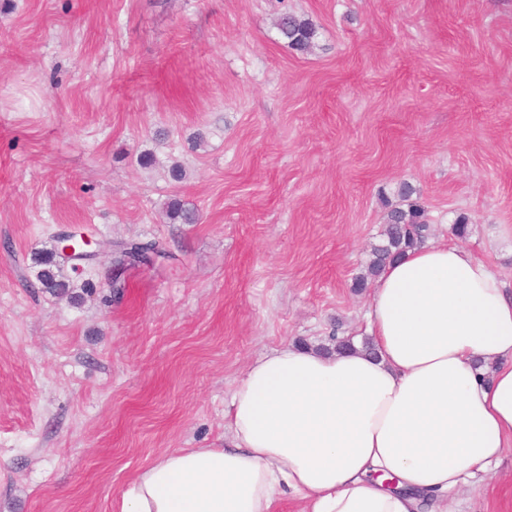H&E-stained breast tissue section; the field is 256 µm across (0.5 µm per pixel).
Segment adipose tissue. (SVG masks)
I'll return each mask as SVG.
<instances>
[{"instance_id":"ef3b65f1","label":"adipose tissue","mask_w":512,"mask_h":512,"mask_svg":"<svg viewBox=\"0 0 512 512\" xmlns=\"http://www.w3.org/2000/svg\"><path fill=\"white\" fill-rule=\"evenodd\" d=\"M373 351L286 342L245 368L223 446L141 468L120 512H448L512 447V283L431 239L375 279Z\"/></svg>"}]
</instances>
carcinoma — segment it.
<instances>
[{
    "mask_svg": "<svg viewBox=\"0 0 512 512\" xmlns=\"http://www.w3.org/2000/svg\"><path fill=\"white\" fill-rule=\"evenodd\" d=\"M276 28L280 37L293 51L306 52L314 45L317 29L308 18L285 12L279 15ZM415 193L412 185L404 182L397 190L400 198L398 203L384 200L387 213L383 241L373 247L364 271L354 278L352 288L356 292L369 287L387 264L400 258L407 250L422 244L430 236L432 227L427 211L423 205L412 200ZM169 209L171 218L183 224H196L199 221L196 212L185 207L177 198L171 200ZM40 264L42 269L37 275L39 288L54 295L63 294L70 288L60 265L55 261L54 253L44 255Z\"/></svg>",
    "mask_w": 512,
    "mask_h": 512,
    "instance_id": "obj_1",
    "label": "carcinoma"
}]
</instances>
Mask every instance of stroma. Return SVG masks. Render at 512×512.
<instances>
[{"instance_id":"stroma-1","label":"stroma","mask_w":512,"mask_h":512,"mask_svg":"<svg viewBox=\"0 0 512 512\" xmlns=\"http://www.w3.org/2000/svg\"><path fill=\"white\" fill-rule=\"evenodd\" d=\"M403 182L512 283V0H0V512H117L223 444L262 352L368 339L352 282ZM67 231L98 243L71 296L32 291ZM485 484L450 512H512V449ZM276 28L280 37L293 51L307 52L314 45L317 29L308 18L285 12L279 15Z\"/></svg>"}]
</instances>
